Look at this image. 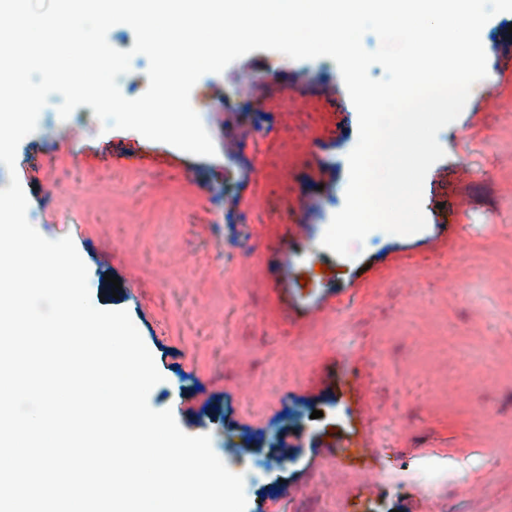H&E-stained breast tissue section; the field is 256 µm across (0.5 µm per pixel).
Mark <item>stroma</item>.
I'll return each mask as SVG.
<instances>
[{
    "label": "stroma",
    "instance_id": "stroma-1",
    "mask_svg": "<svg viewBox=\"0 0 512 512\" xmlns=\"http://www.w3.org/2000/svg\"><path fill=\"white\" fill-rule=\"evenodd\" d=\"M511 37L512 13L482 29L494 81L437 135L425 229L373 230L348 258L320 245L358 140L330 58L256 50L201 76L212 157L85 105L64 119L46 104L19 143L34 227L72 238L92 300L130 314L163 375L150 407L210 435L234 473L260 472L246 512H512ZM287 77L301 99L277 94ZM287 152L296 164L266 180ZM143 153L149 167L124 160ZM362 434L375 470L323 455Z\"/></svg>",
    "mask_w": 512,
    "mask_h": 512
}]
</instances>
